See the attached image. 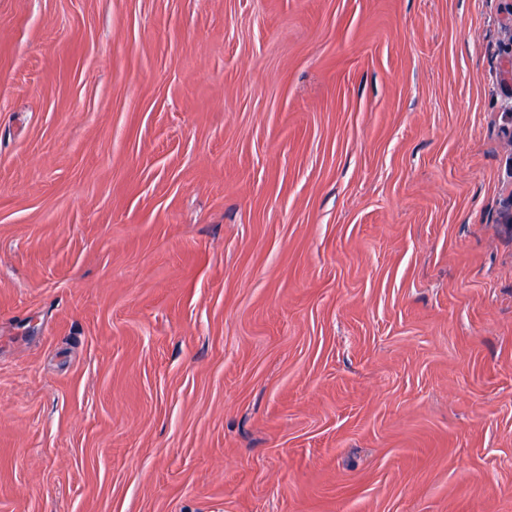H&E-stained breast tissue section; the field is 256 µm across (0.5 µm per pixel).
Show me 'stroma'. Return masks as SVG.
Wrapping results in <instances>:
<instances>
[{
	"label": "stroma",
	"mask_w": 512,
	"mask_h": 512,
	"mask_svg": "<svg viewBox=\"0 0 512 512\" xmlns=\"http://www.w3.org/2000/svg\"><path fill=\"white\" fill-rule=\"evenodd\" d=\"M0 512H512V0H0Z\"/></svg>",
	"instance_id": "stroma-1"
}]
</instances>
